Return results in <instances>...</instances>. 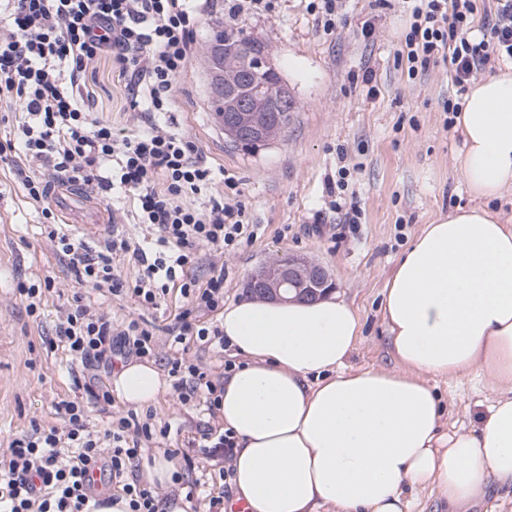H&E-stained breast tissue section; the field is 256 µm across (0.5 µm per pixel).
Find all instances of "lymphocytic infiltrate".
Instances as JSON below:
<instances>
[{
	"label": "lymphocytic infiltrate",
	"mask_w": 512,
	"mask_h": 512,
	"mask_svg": "<svg viewBox=\"0 0 512 512\" xmlns=\"http://www.w3.org/2000/svg\"><path fill=\"white\" fill-rule=\"evenodd\" d=\"M405 3L396 64L411 80L447 66L455 93L443 109L458 113L475 75L512 59V0H493L480 37L472 39L466 33L479 0ZM207 8L206 0H0V112L12 118L8 138L0 141V165L15 172L26 199L46 216L54 180L133 199L137 223L151 234L143 244L116 233L96 251L59 224L47 237L77 284L128 294L146 307L179 288L187 306L178 316V340L192 336L201 346L222 348L223 328L204 320L224 307V270L217 262L251 242L256 227L241 201L213 196L215 171L194 142L158 120L172 108L173 86L195 53L194 33ZM104 54L113 55L130 105L144 119L138 130L117 131L94 114L81 73ZM204 247L215 263L202 281L193 271ZM126 253L138 266L131 282L112 264L114 255ZM72 300L57 327L72 363L154 355V334L139 320L116 325L81 295ZM169 375L181 403L203 390L214 407L224 394L197 364L174 360ZM56 409L64 428L33 427L0 455V512H94L97 494L87 481L94 467L127 498L130 512H161L158 494L136 474L141 443L153 437L149 424L122 416L100 431L80 403L63 400ZM233 448L230 432L205 430L174 454L188 470L201 460L217 464L225 483L231 473L222 463Z\"/></svg>",
	"instance_id": "obj_1"
}]
</instances>
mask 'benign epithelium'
<instances>
[{
  "label": "benign epithelium",
  "mask_w": 512,
  "mask_h": 512,
  "mask_svg": "<svg viewBox=\"0 0 512 512\" xmlns=\"http://www.w3.org/2000/svg\"><path fill=\"white\" fill-rule=\"evenodd\" d=\"M256 67L279 74L265 44L258 39L245 56L216 45L206 59L208 96L222 105L224 135L232 146L253 152L277 143L283 132L279 120L269 111V99L278 98L285 108L293 102L280 81L270 86H255L249 75ZM247 287L264 299H283L292 292L297 297L313 300L332 290L334 283L323 265L290 259L263 267L250 278Z\"/></svg>",
  "instance_id": "7a95c632"
}]
</instances>
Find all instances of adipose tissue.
Masks as SVG:
<instances>
[{
  "instance_id": "ef3b65f1",
  "label": "adipose tissue",
  "mask_w": 512,
  "mask_h": 512,
  "mask_svg": "<svg viewBox=\"0 0 512 512\" xmlns=\"http://www.w3.org/2000/svg\"><path fill=\"white\" fill-rule=\"evenodd\" d=\"M455 124L475 204L426 225L398 260L382 306L393 367H348L361 323L337 296L225 309L243 361L218 414L249 512H408L427 490L468 512L492 489L512 491V224L490 208L512 193V71L476 83ZM438 378L486 389L477 424L449 428ZM113 385L146 406L166 382L145 362Z\"/></svg>"
}]
</instances>
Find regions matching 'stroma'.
I'll list each match as a JSON object with an SVG mask.
<instances>
[{"instance_id":"1","label":"stroma","mask_w":512,"mask_h":512,"mask_svg":"<svg viewBox=\"0 0 512 512\" xmlns=\"http://www.w3.org/2000/svg\"><path fill=\"white\" fill-rule=\"evenodd\" d=\"M309 0H282L268 15L245 20L243 28L270 49L274 62L295 95L296 112L273 147L247 154L229 146L214 122L205 85V55L214 31L224 23V0H214L196 33L197 49L173 89V127L197 146L202 157L224 168L237 181L257 238L224 257V302L246 296V282L262 265L301 257L326 267L335 292L361 319V336L348 359L351 368L391 367L382 319L386 283L411 240L426 225L473 199L456 167L462 136L447 126L443 104L454 93L444 67L410 80L394 65L406 17L400 0L378 6L376 0H349L347 25L326 34L309 9ZM373 20L372 37L362 25ZM372 71L378 88L367 97L362 81ZM83 81L93 94L97 115L120 129L136 128L139 115L129 106L112 56L90 65ZM346 167L348 186L341 198L328 191ZM357 207L349 224L344 213ZM56 223L65 225L91 247L112 237V202L87 194L61 204L51 202ZM52 277L36 312H29L18 284H39ZM103 309L114 322L140 319L157 341L152 361L167 372L169 359L185 356L212 381L224 378L232 349H182L173 341L176 316L185 301L170 292L154 308L130 297L118 298L85 285L75 287L72 272L59 262L47 238V221L28 203L12 171L0 169V453L12 437L33 426L63 427L56 404L63 399L86 403L91 424L105 426L106 414L90 405L88 388L111 386L106 365H71L56 336L74 292ZM437 390L451 420L469 423L481 392L469 383L438 381ZM112 414L136 415L157 431L144 445L138 476H145L166 451L183 447L201 430H219L217 413L207 411L204 394L181 403L174 389L139 409L114 401Z\"/></svg>"}]
</instances>
